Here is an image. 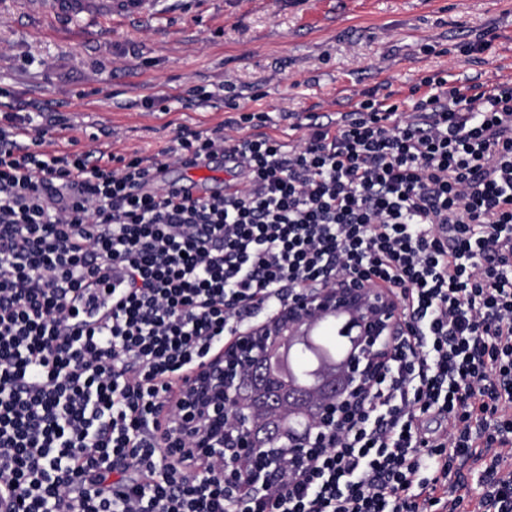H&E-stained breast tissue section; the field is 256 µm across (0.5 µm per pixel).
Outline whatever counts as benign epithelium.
I'll return each mask as SVG.
<instances>
[{"instance_id": "benign-epithelium-1", "label": "benign epithelium", "mask_w": 512, "mask_h": 512, "mask_svg": "<svg viewBox=\"0 0 512 512\" xmlns=\"http://www.w3.org/2000/svg\"><path fill=\"white\" fill-rule=\"evenodd\" d=\"M336 315L341 318L343 335L348 337V351L324 372L327 388L319 402L310 411L289 402L280 435L271 442H260L255 420L259 390L252 385L244 390L239 386L258 361L273 371L281 370L285 348L315 335ZM403 331L402 311L392 295L350 279L334 288H312L261 325L237 334L205 369L186 399L190 412L203 413L209 419L204 446H219L230 457L225 479L236 491L249 492L251 488L240 483L242 472L251 473L262 465L266 484L279 478L284 458L301 464L310 449L330 446L331 432L361 403ZM229 407L237 412L234 426L224 424Z\"/></svg>"}]
</instances>
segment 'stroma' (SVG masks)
Returning <instances> with one entry per match:
<instances>
[{"label": "stroma", "mask_w": 512, "mask_h": 512, "mask_svg": "<svg viewBox=\"0 0 512 512\" xmlns=\"http://www.w3.org/2000/svg\"><path fill=\"white\" fill-rule=\"evenodd\" d=\"M99 28L32 0H0V113L60 114L51 151L157 156L181 129L213 130L227 94L281 139L290 121L400 103L425 76L512 80V0H151L121 13L84 0ZM484 51H463L466 43ZM158 99L146 108L147 99Z\"/></svg>", "instance_id": "obj_1"}]
</instances>
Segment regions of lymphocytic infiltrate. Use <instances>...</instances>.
<instances>
[{"label":"lymphocytic infiltrate","instance_id":"lymphocytic-infiltrate-1","mask_svg":"<svg viewBox=\"0 0 512 512\" xmlns=\"http://www.w3.org/2000/svg\"><path fill=\"white\" fill-rule=\"evenodd\" d=\"M364 93L297 143L60 153L0 114V512H512V81ZM223 158L239 182L158 186ZM356 277L406 332L303 473L243 499L182 399L242 329Z\"/></svg>","mask_w":512,"mask_h":512}]
</instances>
